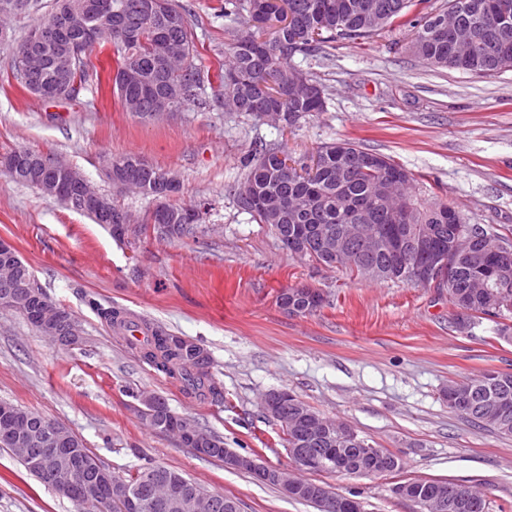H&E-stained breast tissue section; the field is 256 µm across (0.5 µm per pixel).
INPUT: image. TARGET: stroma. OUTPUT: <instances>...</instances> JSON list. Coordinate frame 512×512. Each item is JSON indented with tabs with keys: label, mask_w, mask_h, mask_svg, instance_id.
<instances>
[{
	"label": "stroma",
	"mask_w": 512,
	"mask_h": 512,
	"mask_svg": "<svg viewBox=\"0 0 512 512\" xmlns=\"http://www.w3.org/2000/svg\"><path fill=\"white\" fill-rule=\"evenodd\" d=\"M178 2L203 75L200 101L155 120L122 110L108 48L91 54L101 83L87 82L78 96L50 102L19 85L11 46L47 21L53 0L18 14L8 45L0 46V157L20 148L58 154L132 216L128 235L114 239L108 225L0 169V240L14 246L82 330L78 345L58 346L0 307V401L67 426L115 475L165 466L234 498L240 512H317L179 445L136 410V394L159 395L225 447L289 469L281 424L261 408L266 393L285 389L398 457L399 469L381 477L305 472V479L359 499L365 512H420L396 488L421 480L477 488L486 512H512V437L453 411L446 397L449 383L488 371L512 374V342L499 338L496 321L466 332L447 289L368 281L295 257L233 192L256 145L302 158L350 139L403 166L422 201L448 204L469 224L512 229V70L479 76L427 66L403 49L409 23L361 42L339 40L294 56V66L323 85L326 107L282 129L224 109V50L246 22L226 20L224 0ZM127 152L176 175V203H209L193 236L156 235L144 221L152 200L107 178L110 156ZM298 285L319 289L323 307L305 316L279 307V293ZM106 309L201 344L223 402L188 394L158 371L128 334L110 327ZM0 512L79 507L0 448Z\"/></svg>",
	"instance_id": "stroma-1"
}]
</instances>
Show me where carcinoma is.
<instances>
[{
	"label": "carcinoma",
	"instance_id": "1",
	"mask_svg": "<svg viewBox=\"0 0 512 512\" xmlns=\"http://www.w3.org/2000/svg\"><path fill=\"white\" fill-rule=\"evenodd\" d=\"M512 0H448L447 11L457 13L459 21L476 31L474 53L470 57L469 72L478 75H494L512 68V20L507 28L498 25L503 2ZM144 0H112V12L94 10L89 0H53L49 19L32 29L12 48L16 54L29 49L40 56L42 65L22 72L15 70V77L28 90L52 87L67 80L83 87L93 71L90 57L74 69H64L65 57L71 44L82 39L87 30L98 34L92 48L111 45L118 56V66L113 77V91L122 107L136 100L139 110L136 116L146 119L153 111L157 99L168 101L171 111H178L197 99L200 73L194 62V45L189 32L185 10L174 0H152L153 10H143ZM294 16L290 25L276 28L265 35L262 28L239 34L225 51L224 70L219 80L222 95H232L241 102L240 112L258 117L257 99L265 94L271 81L288 76L294 69L292 57L298 52L315 51L323 44L336 40L362 41L380 35L396 24L412 25L414 32L405 51L434 68H455L448 62V48L430 45L419 47L426 35L430 13L408 22L405 20L410 0H285ZM255 0H224V17L237 19L254 8ZM47 25L55 26L56 36L35 42L32 33ZM180 45L186 53V65L181 70L168 68V46ZM306 93L295 98L288 92L272 100L275 109L285 114V127L294 128L299 121L313 113L322 112L326 97L322 85L305 77ZM379 153L368 150L356 142L340 140L319 147L317 161L307 165L290 159L288 152L280 148L259 147L253 156L244 160L248 169L246 178L235 191L239 206L251 213L261 224H301L313 229L328 224L341 230L347 224L394 223L422 224L430 227L439 223V214L449 209L447 204L418 206L407 216L394 221L380 203L382 189L390 173L400 171L406 175V184L412 177L391 157L377 168H362L357 160L377 157ZM11 178L21 184L33 186L31 159L27 150L20 149L8 158ZM111 180L126 177L143 187V194L160 202L166 211L165 225L161 226L148 214L145 223L165 238H183L194 234L208 203L199 202L187 206L169 203L179 187L164 181L162 170L145 162L135 153L112 157L108 165ZM507 267L508 277L502 288L507 290V302L490 301L487 288L495 287L497 270ZM384 270L383 281L411 282L406 271L398 264V257L391 247L374 252L360 253L357 261L347 269L365 276L364 268ZM448 298L459 309L469 313L457 315V325L471 330L476 320L485 316L506 318L512 314V253L503 257L488 249L480 251L472 259L465 260L455 275L450 277ZM146 336L140 350L143 356L158 370L180 380L186 391L215 402L224 400L223 387L209 372V355L197 353V344L181 336H175L160 325H144ZM462 391H471L478 400H494L493 406L507 413V423L500 424L488 411L466 407L461 414L481 425L493 428L502 435H512V374L489 371L478 379L455 383ZM152 404L143 405L141 418L152 429L173 433L170 420L173 413L166 401L151 396ZM78 448L77 463L84 475L90 476L102 467L100 460L86 447L83 440L72 436ZM287 448H338V455L346 465L355 469L374 466L384 473L399 469L395 455L383 451L387 464L370 461L359 455L356 447L341 443L315 441L297 427L283 433ZM182 483L183 476L162 466L140 467L125 477V482L140 491L151 480Z\"/></svg>",
	"mask_w": 512,
	"mask_h": 512
}]
</instances>
